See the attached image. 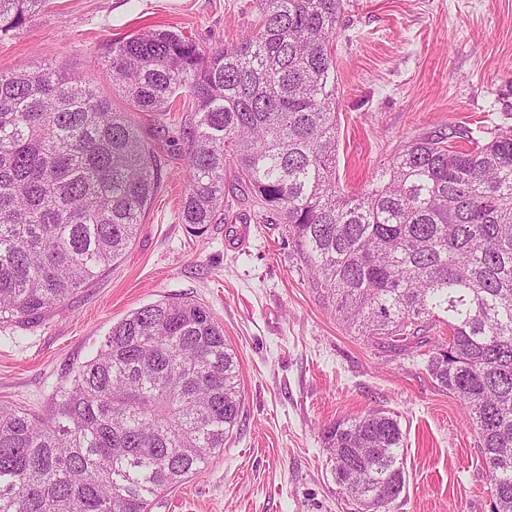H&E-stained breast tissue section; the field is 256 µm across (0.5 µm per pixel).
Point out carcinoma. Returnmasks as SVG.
Masks as SVG:
<instances>
[{
	"label": "carcinoma",
	"instance_id": "obj_1",
	"mask_svg": "<svg viewBox=\"0 0 512 512\" xmlns=\"http://www.w3.org/2000/svg\"><path fill=\"white\" fill-rule=\"evenodd\" d=\"M46 3L0 0V35ZM259 10L255 34L219 51L145 30L98 63L136 111L192 100L181 223L202 234L224 221L232 167L355 335L401 351L448 327L425 370L477 434L491 512H512V127L466 132L468 149L414 138L348 194L336 185L342 0ZM159 183L132 114L92 84L53 67L0 72V324L35 320L106 271ZM241 405L238 356L211 310L146 305L112 326L46 415L0 405V512H150L224 451ZM324 441L360 512H391L405 485L397 420L374 409Z\"/></svg>",
	"mask_w": 512,
	"mask_h": 512
}]
</instances>
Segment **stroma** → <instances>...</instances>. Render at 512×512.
Segmentation results:
<instances>
[{"mask_svg":"<svg viewBox=\"0 0 512 512\" xmlns=\"http://www.w3.org/2000/svg\"><path fill=\"white\" fill-rule=\"evenodd\" d=\"M258 0H49L0 36V71L54 65L117 110L94 60L112 40L170 28L206 48L243 41ZM336 50V175L373 182L408 140L512 126V0H343ZM161 168L135 241L112 267L31 323L0 325V403L47 413L112 325L161 299L206 305L234 346L240 423L224 450L157 497L151 512H354L332 477L323 432L380 408L397 419L406 486L393 512H490L478 438L460 401L424 367L350 332L324 304L284 225L262 223L248 190L224 183V221L195 236L179 219L191 102L134 112Z\"/></svg>","mask_w":512,"mask_h":512,"instance_id":"obj_1","label":"stroma"}]
</instances>
